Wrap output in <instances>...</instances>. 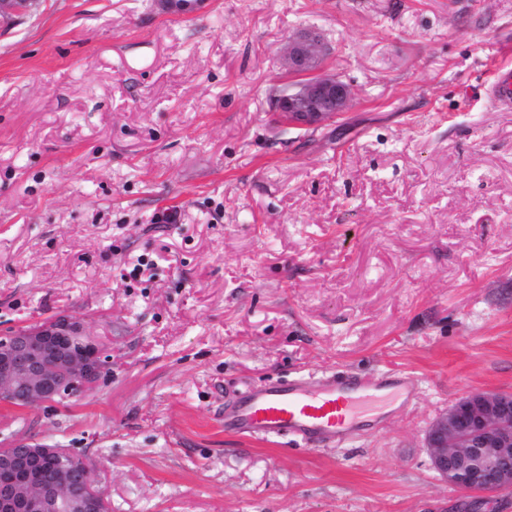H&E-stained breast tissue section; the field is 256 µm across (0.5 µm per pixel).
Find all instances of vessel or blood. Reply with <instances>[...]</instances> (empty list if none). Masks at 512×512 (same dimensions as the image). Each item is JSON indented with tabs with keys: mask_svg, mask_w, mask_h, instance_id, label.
Returning <instances> with one entry per match:
<instances>
[{
	"mask_svg": "<svg viewBox=\"0 0 512 512\" xmlns=\"http://www.w3.org/2000/svg\"><path fill=\"white\" fill-rule=\"evenodd\" d=\"M414 375L388 373L373 381L343 374L248 388L224 416V430L256 439L299 436L306 444L343 447L376 415L380 402L414 398Z\"/></svg>",
	"mask_w": 512,
	"mask_h": 512,
	"instance_id": "b4317fda",
	"label": "vessel or blood"
}]
</instances>
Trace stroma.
Masks as SVG:
<instances>
[{"instance_id":"stroma-1","label":"stroma","mask_w":512,"mask_h":512,"mask_svg":"<svg viewBox=\"0 0 512 512\" xmlns=\"http://www.w3.org/2000/svg\"><path fill=\"white\" fill-rule=\"evenodd\" d=\"M354 99L277 122L289 37ZM512 0H38L0 30V333L66 311L111 355L75 402L0 406L112 512H512L425 431L512 391ZM415 375L344 447L224 431L232 387Z\"/></svg>"}]
</instances>
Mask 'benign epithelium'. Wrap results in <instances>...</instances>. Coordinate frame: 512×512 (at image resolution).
Here are the masks:
<instances>
[{
  "label": "benign epithelium",
  "mask_w": 512,
  "mask_h": 512,
  "mask_svg": "<svg viewBox=\"0 0 512 512\" xmlns=\"http://www.w3.org/2000/svg\"><path fill=\"white\" fill-rule=\"evenodd\" d=\"M33 0H0V16L19 17ZM324 43L312 30L288 40V70L299 81L276 97L273 111L311 127L344 112L349 84L319 74ZM110 356L82 320L60 313L0 336V405L25 409L72 401L105 380ZM431 467L444 482L483 502L512 489V392L473 391L425 433ZM77 455L56 444L18 438L0 448V512H108L95 474L74 478Z\"/></svg>",
  "instance_id": "obj_1"
}]
</instances>
